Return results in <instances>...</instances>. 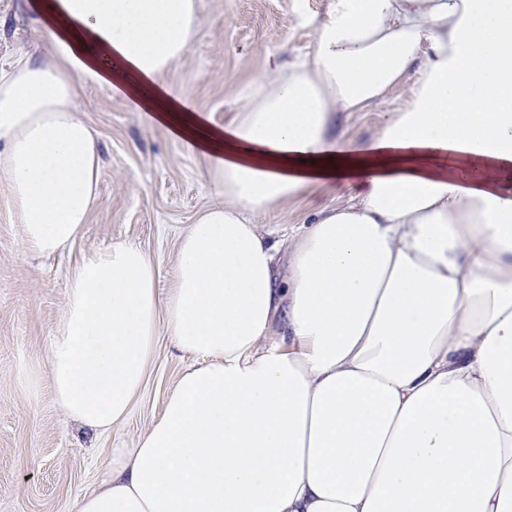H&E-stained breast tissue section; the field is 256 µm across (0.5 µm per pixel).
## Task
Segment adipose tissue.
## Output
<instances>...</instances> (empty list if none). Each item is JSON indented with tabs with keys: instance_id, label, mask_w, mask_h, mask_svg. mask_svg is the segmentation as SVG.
Here are the masks:
<instances>
[{
	"instance_id": "ef3b65f1",
	"label": "adipose tissue",
	"mask_w": 512,
	"mask_h": 512,
	"mask_svg": "<svg viewBox=\"0 0 512 512\" xmlns=\"http://www.w3.org/2000/svg\"><path fill=\"white\" fill-rule=\"evenodd\" d=\"M36 10L45 56L0 73V189L21 251L51 255L97 199L82 85L164 96L202 16L198 0ZM296 16L312 48L267 59L233 125L174 100L150 115L221 197L182 233L167 292L129 243L69 281L49 363L71 420L122 424L159 336L189 359L76 512H512V0ZM407 81L369 141L346 135ZM316 184L335 203L260 224Z\"/></svg>"
}]
</instances>
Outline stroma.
<instances>
[{"label":"stroma","instance_id":"35a3bbf8","mask_svg":"<svg viewBox=\"0 0 512 512\" xmlns=\"http://www.w3.org/2000/svg\"><path fill=\"white\" fill-rule=\"evenodd\" d=\"M203 24L171 76L173 97L215 127L234 122L245 88L269 55L312 47V26L295 21V0H198ZM32 0H0V71L45 45ZM410 84L359 113L348 136L369 137L388 113L404 108ZM152 98L131 107L105 89L81 92V118L98 138L97 202L72 245L44 256L21 253L12 203L0 189V512H75L77 498L102 479L112 449L132 447L160 416L186 357L160 336L140 397L112 434L77 428L58 405L49 354L70 277L92 252L118 242L139 245L158 264L160 288L171 286L177 241L220 196L206 177L207 159L186 151L164 127L145 121ZM333 201L315 188L277 206L274 224H297Z\"/></svg>","mask_w":512,"mask_h":512}]
</instances>
